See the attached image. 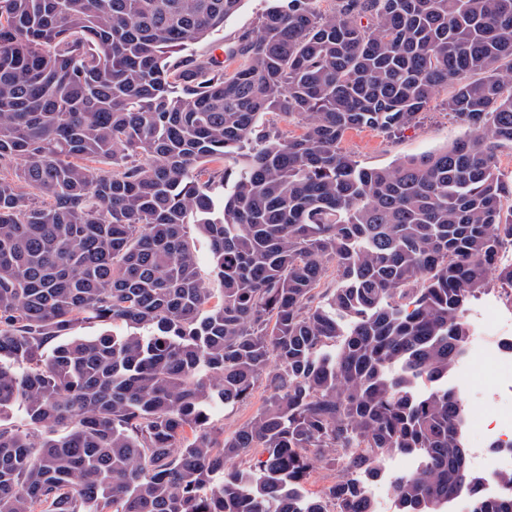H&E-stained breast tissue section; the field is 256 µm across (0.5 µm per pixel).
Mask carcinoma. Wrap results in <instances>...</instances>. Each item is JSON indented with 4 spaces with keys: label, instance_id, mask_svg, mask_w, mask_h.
Masks as SVG:
<instances>
[{
    "label": "carcinoma",
    "instance_id": "carcinoma-1",
    "mask_svg": "<svg viewBox=\"0 0 512 512\" xmlns=\"http://www.w3.org/2000/svg\"><path fill=\"white\" fill-rule=\"evenodd\" d=\"M241 2L0 0V512H374L396 452L420 465L392 512H512L448 383L470 302L512 288V0H281L186 51ZM449 87L467 137L378 168L342 149ZM273 3V0H243L238 11L224 22L223 31L214 33L206 42L190 45L189 51L208 54L218 44L234 42L246 33L254 34L262 15ZM265 401L266 394L263 390H256L249 401L224 416V430H233L249 421L263 407Z\"/></svg>",
    "mask_w": 512,
    "mask_h": 512
}]
</instances>
